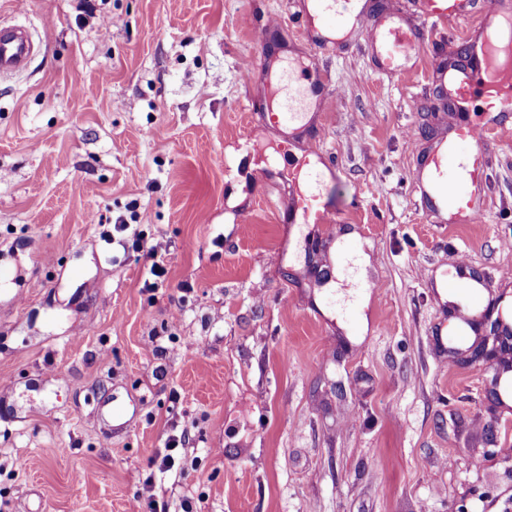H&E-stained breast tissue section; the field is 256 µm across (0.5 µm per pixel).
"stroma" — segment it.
Instances as JSON below:
<instances>
[{"label": "stroma", "mask_w": 512, "mask_h": 512, "mask_svg": "<svg viewBox=\"0 0 512 512\" xmlns=\"http://www.w3.org/2000/svg\"><path fill=\"white\" fill-rule=\"evenodd\" d=\"M297 11L0 0L40 45L0 76V512H128L149 482L170 512H512V409L441 348L434 287L463 259L512 303V112L472 115L479 222L433 223L414 180L454 121L432 64L481 17L392 74L363 32L317 46ZM273 55L325 84L292 143L258 120ZM310 140L324 227L281 208ZM120 216L161 245L158 287ZM341 245L374 294L337 281ZM181 433V475L151 467Z\"/></svg>", "instance_id": "1"}]
</instances>
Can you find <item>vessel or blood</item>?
Masks as SVG:
<instances>
[{
	"label": "vessel or blood",
	"instance_id": "1",
	"mask_svg": "<svg viewBox=\"0 0 512 512\" xmlns=\"http://www.w3.org/2000/svg\"><path fill=\"white\" fill-rule=\"evenodd\" d=\"M353 0H310L308 13L323 26L335 29L358 28L365 31L382 70L401 73L426 40L429 27L451 18H466L473 12V0H420V23L409 25L396 17L370 19L366 11L352 10ZM481 27L483 38L471 41L465 65L447 68L435 63L439 86L447 89L457 112L464 116L448 139L426 157L416 171L422 202L436 222L452 224L476 222L482 213V198L487 179V141L483 125L467 120L466 112L475 96L490 101L494 111H512V42L499 47L493 37L512 34V0H484ZM36 52L26 29L0 25V74L24 71ZM321 77L314 72L279 75L271 89L275 105L264 114L267 123L288 128L302 119L300 105L307 91H318ZM318 180L308 174L307 184L288 196V209L302 216L305 223L323 224L329 219L316 194ZM443 287L451 294L467 296L490 294L489 281H473L466 262H459L447 273Z\"/></svg>",
	"mask_w": 512,
	"mask_h": 512
}]
</instances>
